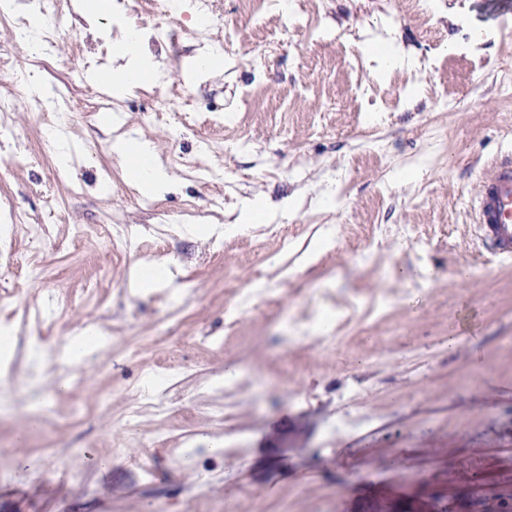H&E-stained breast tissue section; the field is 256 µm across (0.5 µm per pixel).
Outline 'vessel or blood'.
Returning a JSON list of instances; mask_svg holds the SVG:
<instances>
[{"instance_id":"b4317fda","label":"vessel or blood","mask_w":512,"mask_h":512,"mask_svg":"<svg viewBox=\"0 0 512 512\" xmlns=\"http://www.w3.org/2000/svg\"><path fill=\"white\" fill-rule=\"evenodd\" d=\"M475 232L492 254L512 256V159L493 162L475 195Z\"/></svg>"}]
</instances>
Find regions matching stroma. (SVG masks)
I'll return each mask as SVG.
<instances>
[{
    "label": "stroma",
    "instance_id": "stroma-1",
    "mask_svg": "<svg viewBox=\"0 0 512 512\" xmlns=\"http://www.w3.org/2000/svg\"><path fill=\"white\" fill-rule=\"evenodd\" d=\"M492 2L421 0L388 39L379 29L401 0H322L315 25L288 37L268 2L220 71L193 65L187 2L175 40L146 45L154 81L114 93L111 112L89 66L111 65L113 38L150 19L115 9L93 30L83 0H56L64 26L41 55L0 24V96L13 102L0 112V209L22 216L5 237L18 264L0 268V326L39 332L47 354L90 328L110 338L73 384L47 383L41 430L27 423L33 361L12 357L0 512H182L189 499L224 512L240 497L249 512H429L485 483L512 488V258L486 251L473 226L485 165L512 153L500 86L512 12ZM433 48L430 73L420 58ZM261 50L267 65L252 70ZM34 90L59 94L61 112H37ZM46 120L67 163L40 142ZM240 125L245 147L231 139ZM203 135L224 166L207 186L186 167ZM124 137L152 143L167 191L133 185L112 153ZM256 202L261 223L229 230ZM92 224L129 225L135 247L78 240ZM149 261L171 262L172 284L138 288ZM263 288L279 312L227 327L225 309ZM320 288L359 301L336 349L281 355L282 312ZM171 360L159 410L142 382ZM48 452L66 475H46Z\"/></svg>",
    "mask_w": 512,
    "mask_h": 512
}]
</instances>
